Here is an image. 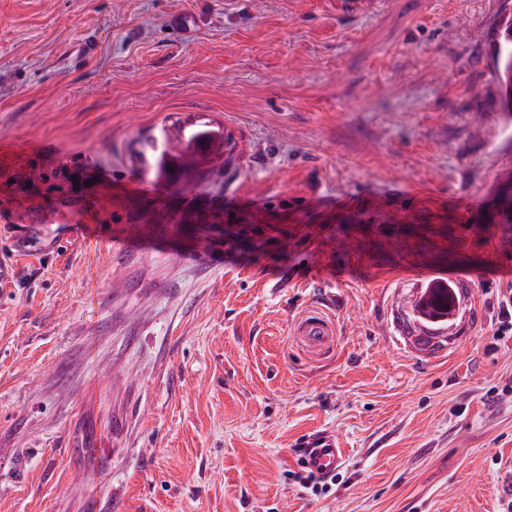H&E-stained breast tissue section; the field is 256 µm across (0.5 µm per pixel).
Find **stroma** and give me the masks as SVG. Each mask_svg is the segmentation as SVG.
<instances>
[{"label":"stroma","mask_w":512,"mask_h":512,"mask_svg":"<svg viewBox=\"0 0 512 512\" xmlns=\"http://www.w3.org/2000/svg\"><path fill=\"white\" fill-rule=\"evenodd\" d=\"M362 2L0 0V512H511L502 0ZM194 129L233 151L179 189ZM65 207L98 236L16 248ZM491 58H501L500 65L493 70V76L506 81L510 86V73L512 70V12L502 15L497 22L492 39ZM336 335L332 320L318 310H308L295 322L294 336L307 347L315 351L328 349ZM316 442L312 447V453L307 457L308 467L318 475H328L336 471V467L341 461L340 448H336V442L325 440L321 447ZM318 447V448H317ZM304 472L307 475L295 474L300 486L304 489H310L314 495L327 489L326 479L328 476H317L305 465V460L301 461Z\"/></svg>","instance_id":"35a3bbf8"}]
</instances>
